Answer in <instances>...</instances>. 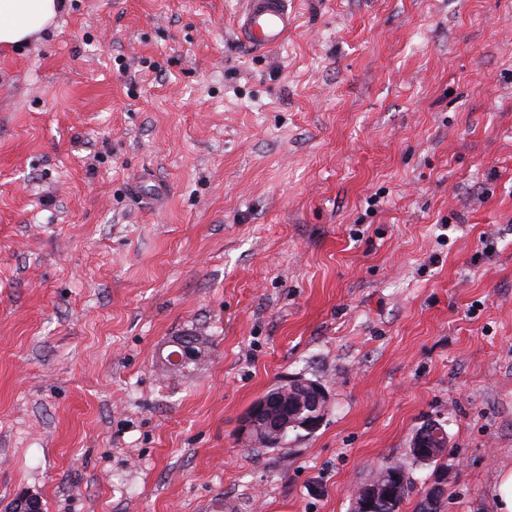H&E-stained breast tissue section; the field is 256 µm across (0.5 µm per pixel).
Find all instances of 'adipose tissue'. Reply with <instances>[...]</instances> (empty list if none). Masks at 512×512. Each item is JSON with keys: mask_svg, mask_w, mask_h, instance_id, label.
I'll use <instances>...</instances> for the list:
<instances>
[{"mask_svg": "<svg viewBox=\"0 0 512 512\" xmlns=\"http://www.w3.org/2000/svg\"><path fill=\"white\" fill-rule=\"evenodd\" d=\"M65 0H0V48L17 50L53 25Z\"/></svg>", "mask_w": 512, "mask_h": 512, "instance_id": "ef3b65f1", "label": "adipose tissue"}]
</instances>
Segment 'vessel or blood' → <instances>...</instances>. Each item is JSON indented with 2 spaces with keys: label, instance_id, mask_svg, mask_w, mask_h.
Here are the masks:
<instances>
[{
  "label": "vessel or blood",
  "instance_id": "obj_1",
  "mask_svg": "<svg viewBox=\"0 0 512 512\" xmlns=\"http://www.w3.org/2000/svg\"><path fill=\"white\" fill-rule=\"evenodd\" d=\"M294 25L288 0H243L237 31L251 48L267 51L281 45Z\"/></svg>",
  "mask_w": 512,
  "mask_h": 512
}]
</instances>
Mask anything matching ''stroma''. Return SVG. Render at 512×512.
Segmentation results:
<instances>
[{
    "label": "stroma",
    "mask_w": 512,
    "mask_h": 512,
    "mask_svg": "<svg viewBox=\"0 0 512 512\" xmlns=\"http://www.w3.org/2000/svg\"><path fill=\"white\" fill-rule=\"evenodd\" d=\"M66 0L0 52V512H497L512 468V0ZM206 338L186 377L158 353ZM302 376L319 428L244 416ZM444 455L416 461L426 423ZM289 0H243L237 21L240 37L256 51L278 47L295 27ZM265 395L252 405L247 416L244 418L241 428L243 435L253 432L259 425L265 426L267 430L273 431L274 433L278 430V428L274 427L276 421H273L271 417L267 416L269 406L273 405L275 400ZM374 477L380 484V493L373 511L399 512L409 485L403 466L395 462L382 464L371 478ZM495 495L497 512H512V469L499 474Z\"/></svg>",
    "instance_id": "obj_1"
}]
</instances>
